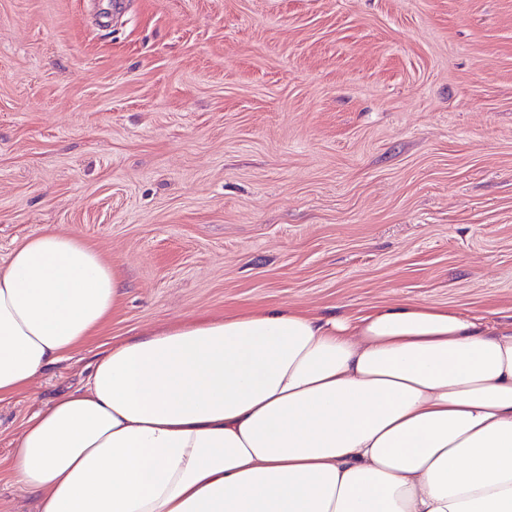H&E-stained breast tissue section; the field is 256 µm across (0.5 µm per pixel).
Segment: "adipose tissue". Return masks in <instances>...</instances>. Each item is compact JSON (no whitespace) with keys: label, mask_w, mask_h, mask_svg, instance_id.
Returning <instances> with one entry per match:
<instances>
[{"label":"adipose tissue","mask_w":512,"mask_h":512,"mask_svg":"<svg viewBox=\"0 0 512 512\" xmlns=\"http://www.w3.org/2000/svg\"><path fill=\"white\" fill-rule=\"evenodd\" d=\"M119 269L45 231L0 268V404L98 335ZM6 461L35 512H512V315L286 305L105 346Z\"/></svg>","instance_id":"adipose-tissue-1"}]
</instances>
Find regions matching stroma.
<instances>
[{"label": "stroma", "instance_id": "obj_1", "mask_svg": "<svg viewBox=\"0 0 512 512\" xmlns=\"http://www.w3.org/2000/svg\"><path fill=\"white\" fill-rule=\"evenodd\" d=\"M122 269L0 405V458L112 339L287 304L512 314V0H0V266Z\"/></svg>", "mask_w": 512, "mask_h": 512}]
</instances>
